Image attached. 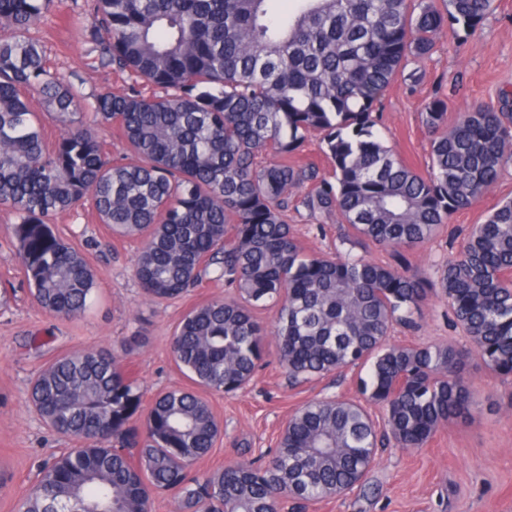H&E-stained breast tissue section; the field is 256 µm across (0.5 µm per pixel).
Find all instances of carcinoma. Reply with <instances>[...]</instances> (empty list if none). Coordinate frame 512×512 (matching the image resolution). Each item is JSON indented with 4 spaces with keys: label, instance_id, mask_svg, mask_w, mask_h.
<instances>
[{
    "label": "carcinoma",
    "instance_id": "carcinoma-1",
    "mask_svg": "<svg viewBox=\"0 0 512 512\" xmlns=\"http://www.w3.org/2000/svg\"><path fill=\"white\" fill-rule=\"evenodd\" d=\"M50 0H0V207L31 295L42 311L78 318L94 274L56 235V214L90 203L116 238L140 241L133 272L152 302L182 297L209 267L236 292L187 311L171 349L192 384L233 394L245 388L272 336L293 384L366 367V400L384 411L378 432L366 408L312 400L287 421L270 459L240 461L203 479L188 468L220 433L208 401L172 389L151 402L106 350L60 354L31 382L47 426L79 448L45 463L19 512H151L175 491L181 512H281L284 500L316 501L355 489L378 445L422 448L450 421L479 409L464 375L466 352L447 344L389 342L417 325L431 297L482 362L512 375V200L470 228L437 280L409 274L421 247L470 208L512 161V113L479 105L447 125L436 99L422 113L432 134L430 171L409 168L374 133L373 112L408 56L429 57L451 21L476 29L494 0H88L78 21L91 67L126 73L120 92L94 98L84 120L75 85L52 73L30 31ZM144 79L165 91L147 97ZM36 89L60 123L45 142L28 94ZM118 127L124 161L112 160L95 126ZM318 133L333 180L291 162ZM319 179L304 198L336 213L344 237L393 251L395 263L309 254L286 221L288 194ZM277 307L272 330L257 310Z\"/></svg>",
    "mask_w": 512,
    "mask_h": 512
}]
</instances>
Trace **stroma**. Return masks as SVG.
Here are the masks:
<instances>
[{
    "mask_svg": "<svg viewBox=\"0 0 512 512\" xmlns=\"http://www.w3.org/2000/svg\"><path fill=\"white\" fill-rule=\"evenodd\" d=\"M80 9L77 0H53L32 32L43 42L52 70L71 77L85 99L121 91L124 77L87 66L89 45L81 30L71 25ZM436 98L446 102L452 119L477 104L497 107L512 101V0H495L493 11L476 31L444 27L432 56L408 59L382 97V141L422 175L430 170L431 135L421 114ZM313 187L307 181L294 190L288 208V222L307 252L391 261V252L377 246L342 241L335 215H311L302 200ZM509 199L512 163L472 207L454 214L437 237L412 251V273L436 279L448 258L458 253L471 225L483 223L498 203ZM15 222L14 214L0 207V283L14 288L8 305L0 308V474L5 477L0 512H18L36 484L39 465L75 447L49 431L28 402L29 383L49 359L75 350L117 352L123 337L137 333L146 342L123 365L138 380L146 399L189 387L171 353L173 330L193 306L233 294L224 284L210 282L176 300L147 301L133 273L137 242L110 238L92 209L80 206L57 214L51 226L86 257L96 278L95 297L81 318L49 315L30 294L13 239ZM33 336L41 339V349L30 348ZM389 340L468 349L467 377L481 413L467 423L448 422L418 449L379 446L377 464L367 477L374 494L353 491L318 502L291 500L284 512H512V375L484 366L453 325L440 295L424 307L416 329L395 327ZM363 375L361 369H346L295 385L275 354H268L246 388L233 395L208 394L222 434L210 453L193 464L191 475L202 477L275 447L289 416L310 400L359 399Z\"/></svg>",
    "mask_w": 512,
    "mask_h": 512,
    "instance_id": "35a3bbf8",
    "label": "stroma"
}]
</instances>
